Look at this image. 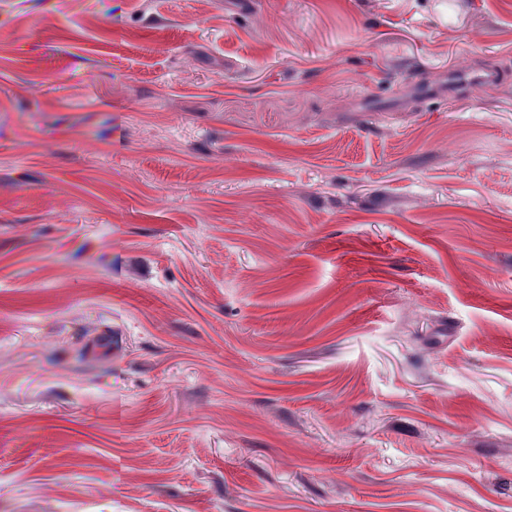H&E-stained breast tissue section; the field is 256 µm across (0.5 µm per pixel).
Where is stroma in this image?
<instances>
[{
	"mask_svg": "<svg viewBox=\"0 0 512 512\" xmlns=\"http://www.w3.org/2000/svg\"><path fill=\"white\" fill-rule=\"evenodd\" d=\"M0 512H512V0H0Z\"/></svg>",
	"mask_w": 512,
	"mask_h": 512,
	"instance_id": "stroma-1",
	"label": "stroma"
}]
</instances>
